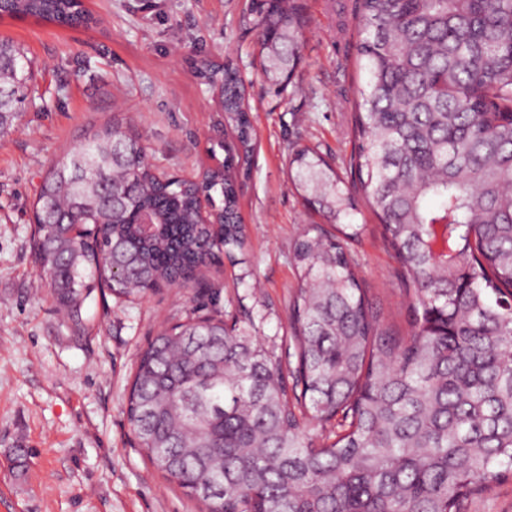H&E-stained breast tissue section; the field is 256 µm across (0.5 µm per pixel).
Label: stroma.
Instances as JSON below:
<instances>
[{
  "label": "stroma",
  "instance_id": "stroma-1",
  "mask_svg": "<svg viewBox=\"0 0 512 512\" xmlns=\"http://www.w3.org/2000/svg\"><path fill=\"white\" fill-rule=\"evenodd\" d=\"M248 0H86L82 27L0 17V40L33 65L28 102L0 137V512H199L146 459L127 421L136 361L165 328L218 314L276 344L299 286L293 248L320 223L288 180L294 144L318 146L350 176L357 19L354 0H307L303 62L284 97L269 93L252 55ZM233 60L245 78L258 148L241 201L247 245L205 276L208 290L161 288L116 300L93 290L79 320L42 286L31 246L42 176L93 132L121 120L154 166L196 178L224 113L194 63ZM351 254L385 325L408 334L399 264L366 199Z\"/></svg>",
  "mask_w": 512,
  "mask_h": 512
}]
</instances>
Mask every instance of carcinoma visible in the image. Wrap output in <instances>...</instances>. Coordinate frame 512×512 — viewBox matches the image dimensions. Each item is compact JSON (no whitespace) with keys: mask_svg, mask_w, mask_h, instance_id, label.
<instances>
[{"mask_svg":"<svg viewBox=\"0 0 512 512\" xmlns=\"http://www.w3.org/2000/svg\"><path fill=\"white\" fill-rule=\"evenodd\" d=\"M358 135L347 185L298 147L289 177L338 226L303 230L293 329L300 393L275 349L213 316L163 329L141 353L127 418L151 465L204 512H461L512 475V0H355ZM0 15L61 25L75 0H0ZM255 56L283 94L302 59L303 0H254ZM0 42V131L30 60ZM224 90L221 164L197 180L149 161L118 122L56 162L35 199L32 247L57 303L93 288H189L246 244L240 205L257 139L244 80ZM363 192L400 264L411 334L387 328L347 242ZM155 220L153 232L137 216Z\"/></svg>","mask_w":512,"mask_h":512,"instance_id":"obj_1","label":"carcinoma"}]
</instances>
